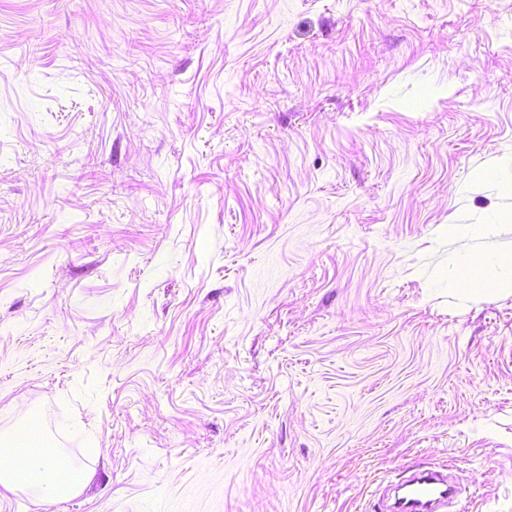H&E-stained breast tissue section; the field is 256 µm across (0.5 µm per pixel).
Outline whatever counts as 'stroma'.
<instances>
[{
  "label": "stroma",
  "mask_w": 512,
  "mask_h": 512,
  "mask_svg": "<svg viewBox=\"0 0 512 512\" xmlns=\"http://www.w3.org/2000/svg\"><path fill=\"white\" fill-rule=\"evenodd\" d=\"M511 157L512 0H0V512H512ZM9 448H0V485L6 488L30 490L34 495L64 499L75 495L89 481V475L66 466L60 468L48 455L29 457L19 465ZM402 486L404 491L394 503L378 499L379 512H440L438 508L455 493L448 478L431 470L415 472Z\"/></svg>",
  "instance_id": "obj_1"
}]
</instances>
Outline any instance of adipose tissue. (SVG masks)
<instances>
[{"label": "adipose tissue", "mask_w": 512, "mask_h": 512, "mask_svg": "<svg viewBox=\"0 0 512 512\" xmlns=\"http://www.w3.org/2000/svg\"><path fill=\"white\" fill-rule=\"evenodd\" d=\"M86 472L66 466L59 467L47 455L29 457L18 464L7 449L0 448V486L31 491L34 495L64 499L75 495L88 482Z\"/></svg>", "instance_id": "obj_1"}]
</instances>
